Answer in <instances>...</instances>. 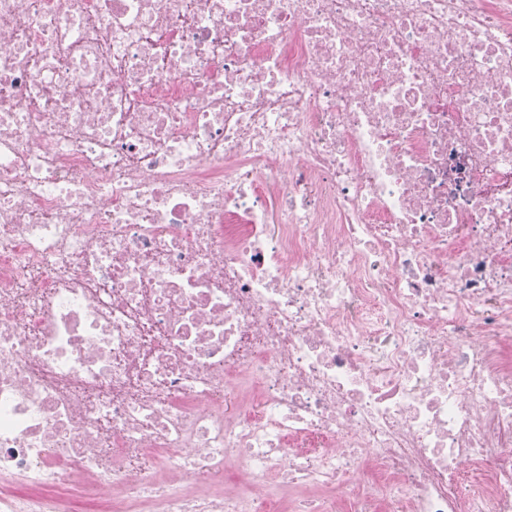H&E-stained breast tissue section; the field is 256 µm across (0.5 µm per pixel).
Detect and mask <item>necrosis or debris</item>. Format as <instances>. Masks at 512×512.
<instances>
[{
	"mask_svg": "<svg viewBox=\"0 0 512 512\" xmlns=\"http://www.w3.org/2000/svg\"><path fill=\"white\" fill-rule=\"evenodd\" d=\"M512 512V0H0V512Z\"/></svg>",
	"mask_w": 512,
	"mask_h": 512,
	"instance_id": "1",
	"label": "necrosis or debris"
}]
</instances>
